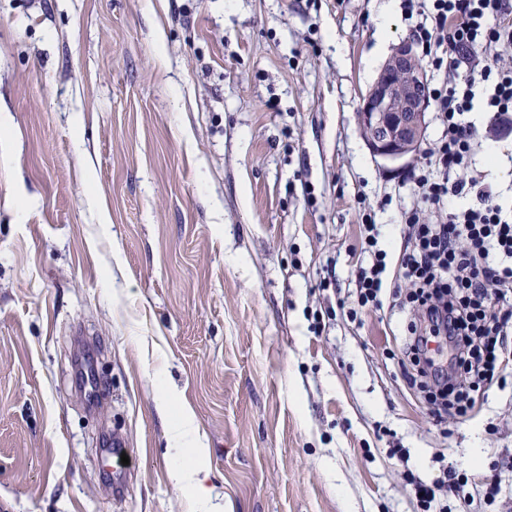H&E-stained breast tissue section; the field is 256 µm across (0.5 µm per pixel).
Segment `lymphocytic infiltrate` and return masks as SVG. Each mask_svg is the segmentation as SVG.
I'll list each match as a JSON object with an SVG mask.
<instances>
[{
	"label": "lymphocytic infiltrate",
	"mask_w": 512,
	"mask_h": 512,
	"mask_svg": "<svg viewBox=\"0 0 512 512\" xmlns=\"http://www.w3.org/2000/svg\"><path fill=\"white\" fill-rule=\"evenodd\" d=\"M414 36L429 66L446 75L429 92L445 129L415 178L436 218L424 224L408 214L403 247L392 264L375 224H367L365 243L374 261L358 275V303L381 307L389 280L409 283L406 301L419 314L403 347L410 383L429 389L435 415L452 410L467 421L472 388L512 364V213L492 200L477 177L465 174L475 151L465 116L476 87L490 88L487 111L512 114V67L489 59L493 48H512V0H431L428 21ZM468 53L478 61L464 70L459 58ZM471 194L474 204L449 208V199ZM436 340L446 342L447 358L432 354L429 344Z\"/></svg>",
	"instance_id": "f902f5d3"
}]
</instances>
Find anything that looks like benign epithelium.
Returning a JSON list of instances; mask_svg holds the SVG:
<instances>
[{
	"instance_id": "7a95c632",
	"label": "benign epithelium",
	"mask_w": 512,
	"mask_h": 512,
	"mask_svg": "<svg viewBox=\"0 0 512 512\" xmlns=\"http://www.w3.org/2000/svg\"><path fill=\"white\" fill-rule=\"evenodd\" d=\"M427 107V79L415 46L402 41L360 107V129L373 156L391 164L415 156L424 136Z\"/></svg>"
}]
</instances>
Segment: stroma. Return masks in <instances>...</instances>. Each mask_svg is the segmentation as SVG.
I'll return each instance as SVG.
<instances>
[{"instance_id":"stroma-1","label":"stroma","mask_w":512,"mask_h":512,"mask_svg":"<svg viewBox=\"0 0 512 512\" xmlns=\"http://www.w3.org/2000/svg\"><path fill=\"white\" fill-rule=\"evenodd\" d=\"M416 23L402 0H0V512H512V368L437 418L408 284L357 305L363 214L394 255L405 212L433 218L438 112L398 164L358 123ZM467 120L473 175L512 185V119ZM184 409L206 505L171 477ZM446 465L455 492L418 502L409 475Z\"/></svg>"}]
</instances>
